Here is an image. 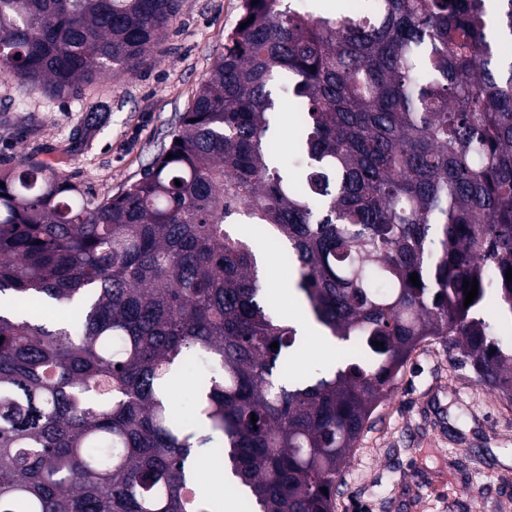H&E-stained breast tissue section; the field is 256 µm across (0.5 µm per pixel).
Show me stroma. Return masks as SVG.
I'll return each mask as SVG.
<instances>
[{
  "label": "stroma",
  "mask_w": 512,
  "mask_h": 512,
  "mask_svg": "<svg viewBox=\"0 0 512 512\" xmlns=\"http://www.w3.org/2000/svg\"><path fill=\"white\" fill-rule=\"evenodd\" d=\"M242 0H182L135 77L50 95L0 79V171L40 164L92 196L120 193L168 147ZM410 356L343 472L335 512H512V406L434 341Z\"/></svg>",
  "instance_id": "1"
}]
</instances>
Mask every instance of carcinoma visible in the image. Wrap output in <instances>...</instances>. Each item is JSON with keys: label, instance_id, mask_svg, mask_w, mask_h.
<instances>
[{"label": "carcinoma", "instance_id": "carcinoma-1", "mask_svg": "<svg viewBox=\"0 0 512 512\" xmlns=\"http://www.w3.org/2000/svg\"><path fill=\"white\" fill-rule=\"evenodd\" d=\"M179 9L0 0V77L60 97L132 75ZM247 20L120 194L36 164L0 173V512H210L187 474L201 453L252 509L334 512L429 339L512 405V0H370L340 18L243 0ZM285 95L292 171L271 132ZM241 213L286 243L341 366L290 372L299 339L264 300ZM196 377V369L192 365L187 366L182 381L175 392L178 406L185 413H189Z\"/></svg>", "mask_w": 512, "mask_h": 512}]
</instances>
